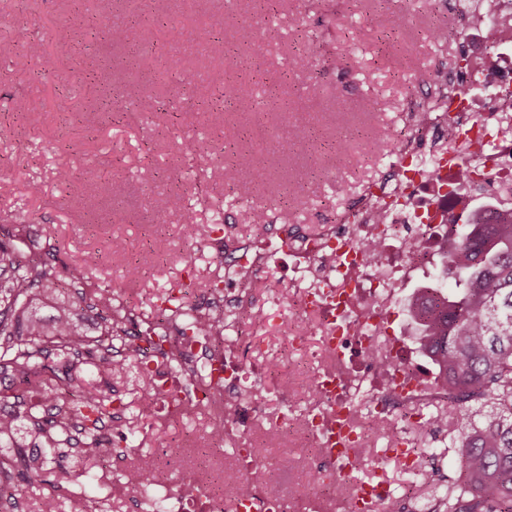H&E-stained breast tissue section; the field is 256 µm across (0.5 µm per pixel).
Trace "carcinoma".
<instances>
[{"label":"carcinoma","instance_id":"obj_1","mask_svg":"<svg viewBox=\"0 0 512 512\" xmlns=\"http://www.w3.org/2000/svg\"><path fill=\"white\" fill-rule=\"evenodd\" d=\"M452 281L448 291L422 288L407 312L416 340L443 384L447 414L455 418L454 447L460 449L457 476L448 478L444 512H512V215L498 224H474L448 242L442 257ZM101 321L93 344L77 313V303L61 299L59 275L40 256L0 239V484L14 490L62 473L64 449L82 445L81 459L112 453L103 418L112 413V395L85 378L83 366L115 370L112 339L120 335L127 307L108 289L79 293ZM53 302L46 320L37 304ZM193 309L184 296L158 306L171 322ZM224 323L197 313L201 333L219 334ZM14 403H9V398ZM31 424V447L53 452L27 455L16 439L19 419Z\"/></svg>","mask_w":512,"mask_h":512}]
</instances>
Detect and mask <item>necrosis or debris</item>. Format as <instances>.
Masks as SVG:
<instances>
[{
	"mask_svg": "<svg viewBox=\"0 0 512 512\" xmlns=\"http://www.w3.org/2000/svg\"><path fill=\"white\" fill-rule=\"evenodd\" d=\"M453 17L495 43L494 64H487L477 47L449 60L410 109L412 132L396 134L381 178L366 184L337 223L287 241H268L260 250L241 244L225 251L224 280L230 289L210 303L211 311L224 318L222 335H193L188 313L177 330L149 322L116 344L115 355L134 349L146 361L164 351L179 353L187 386L171 391L166 382L171 368L154 369L163 384L161 395L148 398L151 409L165 404L172 418H179L191 409L199 388H211L207 413L212 423L223 424L225 444L240 447L269 400L288 401L282 386L262 394L255 389L258 377H276L274 366L255 368L241 361L249 339L240 321L253 314L248 280L283 249L291 260V301L300 314L291 343L306 345V328L314 326L320 335L315 354L323 361L310 379L313 400L302 426L315 438L340 415L353 437L350 459L329 464V472L348 479L354 461L381 432L389 445L405 441L409 457L422 462L429 481L443 484L437 467L442 453L433 442L421 443L412 435L437 428V420L417 409L446 405L448 390L427 381L411 361L393 313L402 287L428 271L456 236L453 219L461 201L487 197L497 210L512 207V0H459ZM369 236L376 251L364 247ZM237 483L240 498L252 502L254 512H346V494L332 489L283 496L254 459L239 469ZM120 494L133 512H236L237 500L215 489L202 471L177 490L154 475L145 484L122 486Z\"/></svg>",
	"mask_w": 512,
	"mask_h": 512,
	"instance_id": "4bbe7bcc",
	"label": "necrosis or debris"
}]
</instances>
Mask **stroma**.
Returning <instances> with one entry per match:
<instances>
[{"label":"stroma","mask_w":512,"mask_h":512,"mask_svg":"<svg viewBox=\"0 0 512 512\" xmlns=\"http://www.w3.org/2000/svg\"><path fill=\"white\" fill-rule=\"evenodd\" d=\"M456 0H110L105 25L128 27L126 43L105 38L102 27L75 38L86 0H0V17L18 41V54L0 76V99L23 92L29 111L0 109V168L22 169L19 185L0 177V225H23L27 243L60 276L86 253L99 262L85 271L92 288L111 289L130 309L131 321L154 319L162 295L187 286L192 304L204 305L223 290L214 242L289 238L299 224H331L388 160L387 145L403 126V113L422 96L419 76L433 73L471 32L439 37L448 28ZM412 12L415 24L401 42L384 39L394 15ZM237 96L261 94V111L273 138L260 148L248 136L253 115L230 107L209 113L205 103L219 87ZM104 98L111 115L93 111ZM208 148L192 166L181 162L185 145ZM234 144L249 168L248 192L227 183L222 162ZM74 169L80 198L61 185L60 167ZM180 192L195 208L193 236H186L180 211L165 206ZM294 210L290 223L278 214ZM268 216L265 227L252 211ZM124 250H115L114 240ZM138 266L141 274L130 278ZM288 255L279 252L258 275L252 303L265 321H244L252 338L253 365L271 359L288 343V304L267 301L266 291L290 290ZM148 381L136 365L104 376L103 390L122 401L113 433L134 429L144 453L166 449L156 467L173 488L189 469L209 470L217 485L232 483L237 459L206 433L203 416L167 422L143 413ZM268 478L281 493L310 492L303 464H316L312 446L302 444L297 426L274 431L257 426ZM133 458L111 457L108 479L96 482L100 461L76 466L58 493V512H73L84 495L113 497ZM352 481L384 483L399 492L414 486L419 498L438 495V486L414 481L390 457L377 466L364 460Z\"/></svg>","instance_id":"35a3bbf8"}]
</instances>
